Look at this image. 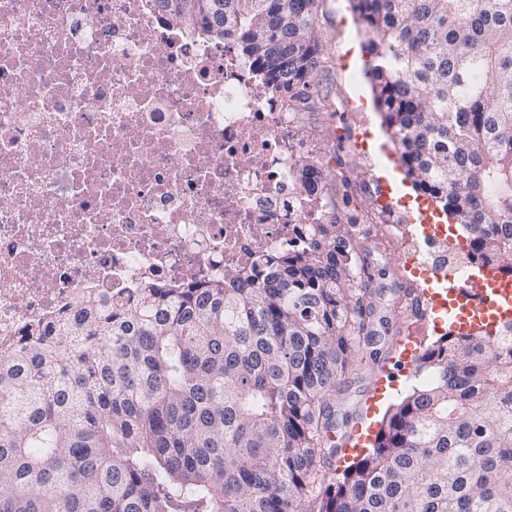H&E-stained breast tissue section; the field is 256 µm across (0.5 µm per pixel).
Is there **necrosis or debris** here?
Listing matches in <instances>:
<instances>
[{"mask_svg": "<svg viewBox=\"0 0 512 512\" xmlns=\"http://www.w3.org/2000/svg\"><path fill=\"white\" fill-rule=\"evenodd\" d=\"M305 102L157 0H0V350L337 215Z\"/></svg>", "mask_w": 512, "mask_h": 512, "instance_id": "1", "label": "necrosis or debris"}]
</instances>
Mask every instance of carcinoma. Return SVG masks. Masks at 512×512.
Here are the masks:
<instances>
[{
    "label": "carcinoma",
    "instance_id": "obj_1",
    "mask_svg": "<svg viewBox=\"0 0 512 512\" xmlns=\"http://www.w3.org/2000/svg\"><path fill=\"white\" fill-rule=\"evenodd\" d=\"M366 71L413 188L464 230L471 267L512 275V0H351ZM230 36L264 80L325 110L317 0H159ZM358 216L198 287L146 283L0 353V512H512V322L448 330L431 381L341 452L330 398L384 322ZM394 307L419 308L401 288Z\"/></svg>",
    "mask_w": 512,
    "mask_h": 512
}]
</instances>
